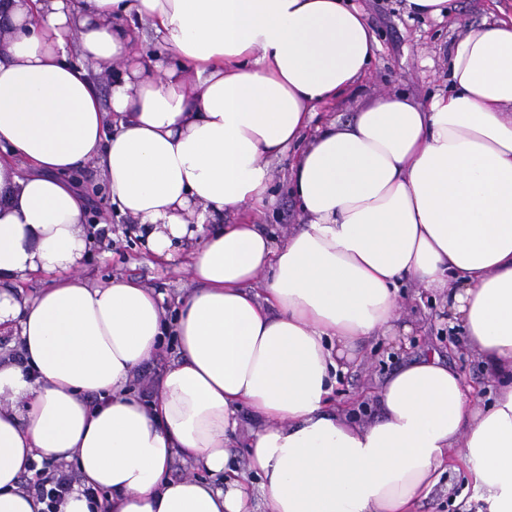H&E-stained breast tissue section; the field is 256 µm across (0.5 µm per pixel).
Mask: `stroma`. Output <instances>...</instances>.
<instances>
[{"mask_svg":"<svg viewBox=\"0 0 512 512\" xmlns=\"http://www.w3.org/2000/svg\"><path fill=\"white\" fill-rule=\"evenodd\" d=\"M366 19L378 42V50L367 74L355 90L341 96L328 110L339 121H349L375 96L382 93H408L421 105L432 95L450 91L448 58L452 44L484 21L512 13V0H448V12L440 18L419 16L408 12L406 0H350ZM290 157H282L271 165L273 206L256 215V223L266 225L275 240H283L303 218L295 199L290 195L288 166ZM97 169L86 168L76 175L83 188L82 202L96 223L107 225L108 234H96L84 261V276L99 280L112 277H134L144 285L163 292L167 308L191 291L192 285L181 260L193 249L191 242L174 249L175 261L155 258L143 240L135 238L131 220L113 208L109 192H94L100 184ZM401 314L416 330L408 347L389 352L386 339L363 345L360 356L350 364L336 387V401L349 404L351 415L358 422H367L375 411L370 390L386 378L398 365L426 348H440L449 364L458 369L473 385L474 397L489 402L488 375L480 358L455 347L452 335L439 324L440 307L430 293H417L414 285L401 292Z\"/></svg>","mask_w":512,"mask_h":512,"instance_id":"1","label":"stroma"}]
</instances>
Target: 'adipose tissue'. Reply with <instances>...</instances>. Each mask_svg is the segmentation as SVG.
Wrapping results in <instances>:
<instances>
[{
  "label": "adipose tissue",
  "mask_w": 512,
  "mask_h": 512,
  "mask_svg": "<svg viewBox=\"0 0 512 512\" xmlns=\"http://www.w3.org/2000/svg\"><path fill=\"white\" fill-rule=\"evenodd\" d=\"M376 48L346 0H0V329L17 350L0 356V512H46L24 483L45 459L78 475L57 512H91L88 487L107 512H417L458 467L476 512H512V16L455 43L450 93L385 94L303 140ZM290 149L304 224L278 242L225 223L272 204ZM89 165L157 258L195 241L172 319L134 279L82 275L72 176ZM408 281L441 297L493 400L427 349L356 424L339 377L363 341L412 333ZM169 341L144 403L129 379ZM244 410L249 484L230 452ZM178 461L194 474L172 478Z\"/></svg>",
  "instance_id": "obj_1"
}]
</instances>
